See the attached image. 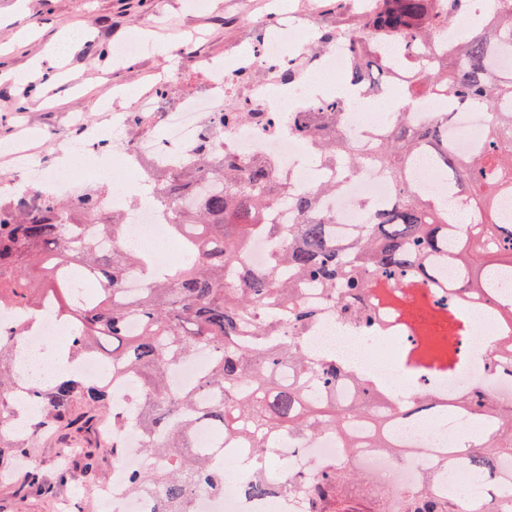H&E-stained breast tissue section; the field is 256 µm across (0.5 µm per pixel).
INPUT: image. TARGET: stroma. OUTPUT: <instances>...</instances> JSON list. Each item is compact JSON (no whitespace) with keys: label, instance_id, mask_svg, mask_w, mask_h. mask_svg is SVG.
Listing matches in <instances>:
<instances>
[{"label":"stroma","instance_id":"obj_1","mask_svg":"<svg viewBox=\"0 0 512 512\" xmlns=\"http://www.w3.org/2000/svg\"><path fill=\"white\" fill-rule=\"evenodd\" d=\"M263 0H27L24 12L16 0H0V141H19L29 132L24 147L34 163L57 164L64 144L79 134L71 118L81 114L98 124L106 141H113L111 127L104 123L103 102L113 88L127 86L145 91L155 78L169 75L176 92L195 83L196 56H223L226 45L236 41L243 29L259 19ZM145 23V36L158 46V53L123 64L112 58V49L122 44L138 25ZM72 32L73 40L59 62L47 67L39 87L15 80V73L28 69L44 45L57 34ZM41 95L46 104L32 109L28 101ZM35 468L14 470L8 481L0 480V512H54L57 503L81 495L95 505L96 490L112 476V451L101 448L95 472L78 481L54 483L59 458L53 443L32 449ZM51 479L49 490L19 491L31 473Z\"/></svg>","mask_w":512,"mask_h":512}]
</instances>
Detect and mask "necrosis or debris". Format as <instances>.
Returning <instances> with one entry per match:
<instances>
[{"mask_svg": "<svg viewBox=\"0 0 512 512\" xmlns=\"http://www.w3.org/2000/svg\"><path fill=\"white\" fill-rule=\"evenodd\" d=\"M267 13L277 15L276 28L257 26L256 36L247 45H231L224 58L204 57L197 61V86L181 97H171L168 83L155 81L149 91L138 94L133 108H123L128 97L126 88L112 93V108L106 112L113 129L131 130L132 121H139L138 131L112 151H105L98 140L96 129L86 127L82 117L74 124L81 136L65 144V153L74 162L72 170L57 173L29 162L20 146H13L6 156L13 170L32 181L36 192L21 200L22 209L37 208L46 197L66 196L106 183L108 194L103 204L110 210L123 211L126 190L137 182L153 178L181 157L188 155L203 134H211L227 143L236 156L268 159L274 170L291 174L296 188L308 189L313 185L306 171V157L310 156V140L296 131H288L283 121L287 117L301 118L311 101L327 97L324 81H335L349 65L344 41H336L321 48L308 63H301L302 49L292 38L299 29L310 27L316 21L315 13L295 9L282 12L278 0H268ZM294 68V81L277 77L280 69ZM267 112L275 116V124L259 126L244 123L225 128L223 116L232 105ZM385 114L370 107L368 96H361L358 105L348 108L340 116L339 126L344 137L359 146L365 145L385 125ZM389 179L369 172L359 173L345 182L337 193L321 198L323 209L334 212L336 228L344 233L353 225L369 220L363 201L380 203L389 199ZM173 219L153 207L140 208L131 215L127 226V239L147 247L162 245L164 252L173 253L175 239L170 231ZM303 297L310 305L319 307L320 317L303 341L308 352L325 347L335 348L344 364L355 366L366 378L377 382L398 406L390 426L404 441L408 453L395 457L372 448L356 449L352 464L361 472L373 475L382 484L392 487L415 485L422 470L431 468L437 455L452 452L454 463L449 470L451 482L462 481L466 473L463 432L465 419L454 415L448 419L446 432L431 435L416 417L410 406L421 384H428L436 400L449 404L464 389L479 386L494 398L512 400V376L489 371L491 358L489 339L498 335V325L487 315L494 306L493 295L470 301L466 337H445L450 351H461V359L451 366L430 374L421 381L420 374L404 359L398 358L397 346L405 330L395 315H387L375 329L376 340L366 343L365 329L344 323L334 308L328 307L322 295L308 290ZM21 309L0 308V331L20 334L21 344L34 353L45 350L53 337L67 333L65 323L50 319L42 328L20 333ZM125 449L115 464L112 478L98 488L100 503L109 512H153L156 493L146 490L129 492L125 486L129 471L145 466L146 458L142 436L136 426H128L121 433ZM345 459L339 439L321 433L308 440L303 447H295L287 438H280L275 450V461L281 476L304 472L326 461L343 463ZM224 495L200 493L194 502L195 512H302L299 498L274 494L266 498H253L239 490L240 474L225 477Z\"/></svg>", "mask_w": 512, "mask_h": 512, "instance_id": "necrosis-or-debris-1", "label": "necrosis or debris"}]
</instances>
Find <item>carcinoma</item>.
<instances>
[{"label":"carcinoma","mask_w":512,"mask_h":512,"mask_svg":"<svg viewBox=\"0 0 512 512\" xmlns=\"http://www.w3.org/2000/svg\"><path fill=\"white\" fill-rule=\"evenodd\" d=\"M505 1L512 3L493 0L489 10L473 16L469 31L453 36L420 68L417 58L470 12L472 0H365L349 23L320 26L321 46L341 37L347 42L349 92L312 102L302 129L337 174L296 191L263 157L226 154L224 169L214 170L208 165L214 144L205 137L193 167L168 170L151 187L158 206L176 220L175 232L189 243L175 265L162 266L155 256L123 245L122 218L97 208L100 189L76 200L49 197L36 212L0 218V307L22 305L33 316L43 299L54 298L59 317L73 328L68 363L96 353L112 376L133 381L131 399L140 407L150 465L130 472L127 488L155 486V512H194L199 492L224 493V467L213 463V455L231 440L252 449L240 469L248 472L242 489L253 497L273 494L263 465L284 432L298 446L326 431L348 450L401 452L387 432L383 389L335 357L316 359L301 348L318 318L301 287L322 289L338 313L372 328L377 313L364 299L375 288H437L425 274L438 261H449L461 275L452 292L434 293L431 318L417 316L416 306L409 310L419 332L443 334L458 328L455 297H479L512 272V222H503L500 213L502 200L512 198V67L495 66L504 49L512 56V7L504 9ZM396 71L403 73L408 106L393 113L380 139L365 148L347 147L339 134L340 114L353 95L373 94ZM432 96L485 114L483 136L471 152L456 154L448 143L452 113L413 122L412 105ZM248 121L263 124L268 117L224 113L227 127ZM423 155L446 197H432L412 180ZM365 170L391 180L392 198L367 204L370 222L340 237L336 215L323 210L319 198L341 186L340 177ZM283 202L295 223H267ZM258 233L271 241L272 251L264 267L253 268L242 254ZM34 267L51 274L35 295L29 281ZM134 270L147 287L132 294L127 278ZM494 315L503 331L492 341L491 370L512 372V294L498 301ZM200 350L210 353L206 371L193 387L171 390L172 371ZM347 379L354 382L353 396L341 403L336 387ZM15 397L42 413L25 435L0 438V448L25 454L37 447L40 434L69 447L63 428L95 431V416L75 414L81 403L112 421V459L121 455L117 432L128 419L111 406L108 389L62 375L22 385L9 337L0 334V420L11 416ZM454 407L483 427L469 460L471 475L499 477L498 461L512 458V407L478 387L462 391ZM368 415L372 435L352 438L350 422ZM202 426L217 437L211 450L196 446L195 431ZM69 459L86 470L97 462L92 448H77ZM450 465L442 458L408 488L391 489L370 477L368 491L379 512H479L462 492L435 493ZM362 478L351 468L320 465L288 477L279 492L301 499L304 512H356L343 489Z\"/></svg>","instance_id":"cac0c4a2"}]
</instances>
